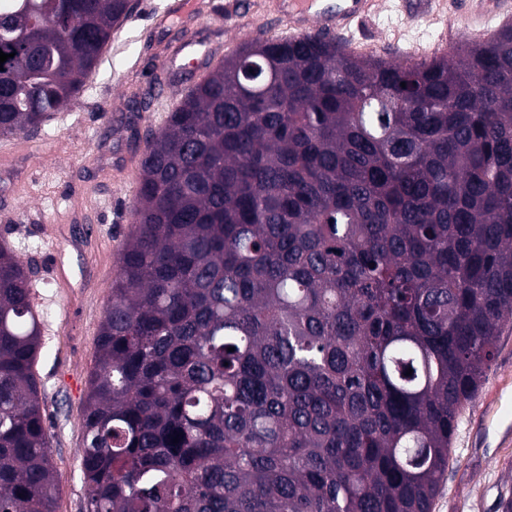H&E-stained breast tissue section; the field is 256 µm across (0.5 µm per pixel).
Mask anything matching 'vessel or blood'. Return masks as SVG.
Returning <instances> with one entry per match:
<instances>
[{"label":"vessel or blood","mask_w":512,"mask_h":512,"mask_svg":"<svg viewBox=\"0 0 512 512\" xmlns=\"http://www.w3.org/2000/svg\"><path fill=\"white\" fill-rule=\"evenodd\" d=\"M452 18L461 33L485 38L494 33L495 21L512 18V0H452ZM379 0H279L277 13L284 20L287 38L329 32L336 34L349 50L368 53L367 44L354 40L352 26L376 13ZM197 38L180 42L170 54L164 68L174 76L197 68L200 63L195 53Z\"/></svg>","instance_id":"1"}]
</instances>
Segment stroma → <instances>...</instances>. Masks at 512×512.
Wrapping results in <instances>:
<instances>
[{"mask_svg": "<svg viewBox=\"0 0 512 512\" xmlns=\"http://www.w3.org/2000/svg\"><path fill=\"white\" fill-rule=\"evenodd\" d=\"M174 0H136L134 11L89 75L81 92L38 133L15 139L17 152L0 158V239L21 260H35L36 306L44 320L36 373L39 400L50 420L51 463L57 474L55 512H88L81 473L83 407L96 364L103 312L119 274V253L130 230L141 143L132 127L150 126L144 95L158 81L174 42L194 33L207 46L244 44L235 27L213 17L209 0H188L182 13L159 21ZM440 20L410 18L398 0L355 31L377 56L396 61L402 47L439 40ZM512 326L486 369L474 400L460 417L448 469L433 512H501L512 497Z\"/></svg>", "mask_w": 512, "mask_h": 512, "instance_id": "obj_1", "label": "stroma"}]
</instances>
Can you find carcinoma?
<instances>
[{
    "label": "carcinoma",
    "mask_w": 512,
    "mask_h": 512,
    "mask_svg": "<svg viewBox=\"0 0 512 512\" xmlns=\"http://www.w3.org/2000/svg\"><path fill=\"white\" fill-rule=\"evenodd\" d=\"M11 2L1 138L75 98L132 12ZM132 137L88 512H432L512 323V26L422 64L256 41ZM34 274L0 242V512H54Z\"/></svg>",
    "instance_id": "1"
}]
</instances>
